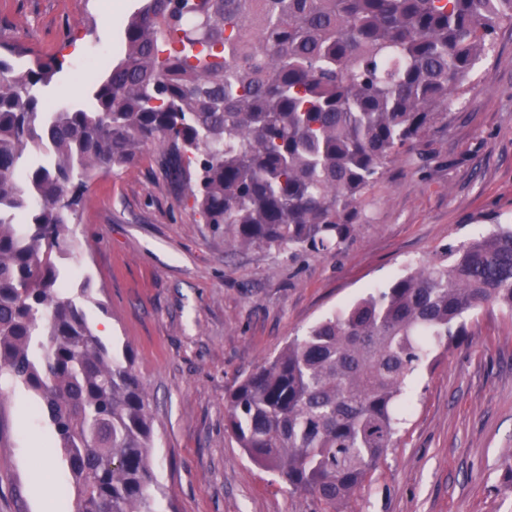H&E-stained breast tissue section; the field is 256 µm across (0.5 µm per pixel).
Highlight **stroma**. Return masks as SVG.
Here are the masks:
<instances>
[{
	"instance_id": "stroma-1",
	"label": "stroma",
	"mask_w": 512,
	"mask_h": 512,
	"mask_svg": "<svg viewBox=\"0 0 512 512\" xmlns=\"http://www.w3.org/2000/svg\"><path fill=\"white\" fill-rule=\"evenodd\" d=\"M139 0H0V43L29 57L63 52L46 90L85 98L84 60L115 57ZM512 223V24H501L469 87L365 192L340 251L237 250L165 179L154 151L99 175L71 226L70 287L88 284V320L115 354L131 352L150 401L157 512H318L309 494L255 466L224 430L238 382L317 322L387 286L447 246ZM466 336L420 371L397 441L340 512H512V315L470 313ZM34 397L0 399V512H41L75 496ZM54 482L39 479L42 465Z\"/></svg>"
}]
</instances>
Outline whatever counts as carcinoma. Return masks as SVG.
<instances>
[{"label": "carcinoma", "instance_id": "cac0c4a2", "mask_svg": "<svg viewBox=\"0 0 512 512\" xmlns=\"http://www.w3.org/2000/svg\"><path fill=\"white\" fill-rule=\"evenodd\" d=\"M512 0H141L88 102L53 108L56 57L0 51V397L51 428L76 512H156L154 437L130 353L69 296L81 195L145 145L235 248H339L365 190L467 83ZM484 306L512 315V226L446 248L314 325L239 382L225 430L337 512L394 446L414 378Z\"/></svg>", "mask_w": 512, "mask_h": 512}]
</instances>
